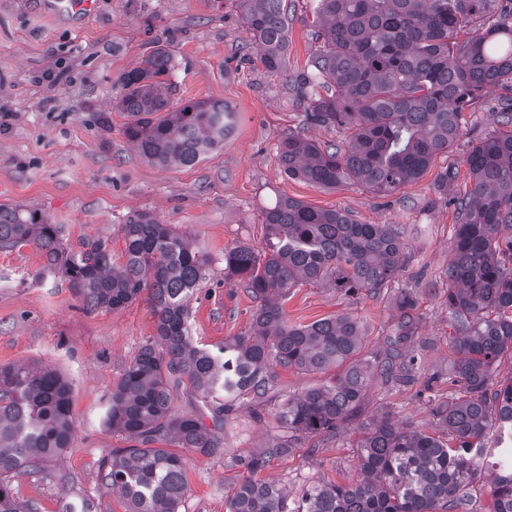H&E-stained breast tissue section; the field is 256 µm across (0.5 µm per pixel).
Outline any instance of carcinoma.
Segmentation results:
<instances>
[{
	"label": "carcinoma",
	"instance_id": "carcinoma-1",
	"mask_svg": "<svg viewBox=\"0 0 512 512\" xmlns=\"http://www.w3.org/2000/svg\"><path fill=\"white\" fill-rule=\"evenodd\" d=\"M250 42L269 69L285 66L287 0H236ZM319 41L297 95L304 124L349 134L322 146L291 132L276 147L283 172L311 184L360 185L378 194L418 179L434 157L464 132V113L492 87L512 88V0H316ZM172 58L163 48L120 78L113 108L126 113L123 133L159 168L191 166L234 131L236 112L222 101H176ZM465 162L471 190L457 199L459 224L448 264V317L458 358L450 374L463 388L438 411L443 434L399 427L390 415L361 428L356 441L361 479L312 485L291 509L287 496L255 478L288 441L265 457L243 462L248 476L227 497L228 512H456L487 458L495 431L512 441V378L492 376L512 352V99ZM266 246L236 243L224 250V278L237 280L258 302L251 331L213 353L194 343L189 301L205 276L207 255L149 213L122 226L124 252L116 262L107 238L69 250L60 228L0 204V249L32 245L84 297L89 309H118L148 291L155 340L148 341L113 388L106 422L136 442L102 462L99 480L122 491L129 512H178L186 492L185 463L153 448L174 441L204 456L222 447L234 411L265 397L273 366L304 372L337 369L332 380L278 406L291 436L333 435L355 419L372 377L407 385L420 366L406 344L417 332L413 290L398 295L401 311L387 347L357 358L363 323L351 315L308 325L288 323L290 291L331 282L345 295L377 293L407 265L405 227L369 224L338 210L283 198L263 211ZM188 385L212 412L213 427L195 415H176L170 387ZM72 387L57 371L20 363L0 367V512H38L11 494L17 473H41L45 462L72 446ZM455 445H450V442ZM489 512H512V448L499 449Z\"/></svg>",
	"mask_w": 512,
	"mask_h": 512
}]
</instances>
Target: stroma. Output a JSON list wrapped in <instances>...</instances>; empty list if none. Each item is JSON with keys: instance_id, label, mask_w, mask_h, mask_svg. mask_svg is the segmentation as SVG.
Returning a JSON list of instances; mask_svg holds the SVG:
<instances>
[{"instance_id": "35a3bbf8", "label": "stroma", "mask_w": 512, "mask_h": 512, "mask_svg": "<svg viewBox=\"0 0 512 512\" xmlns=\"http://www.w3.org/2000/svg\"><path fill=\"white\" fill-rule=\"evenodd\" d=\"M313 0H288L286 67L260 62L234 0H99L84 21L46 14L44 0H0V203L35 211L61 228L64 244L109 239L120 256L121 228L140 212L153 215L196 242L211 257L190 300L191 331L209 349L247 335L255 300L224 278V249L238 242L264 247L262 213L288 197L336 209L372 224H404L411 258L397 286L352 299L332 285L293 289L285 303L289 323L351 314L366 329L363 355L381 350L400 316L395 297L412 289L420 318L411 344L425 373H440L431 390L373 383L362 412L331 437L295 442L291 454L268 461L261 479L296 498L304 487L346 484L358 476L355 441L362 424L391 414L399 424L440 431L438 407L458 396L446 374L453 361L448 324V264L456 200L473 180L465 158L498 127L500 102L512 91L489 89L466 113L463 136L438 154L427 171L383 195L344 185L323 188L283 173L276 146L303 131L325 144L344 138L338 128H302L295 89L316 47ZM172 55L171 79L179 100L221 99L237 114L231 139L191 167L149 164L125 138L124 113L113 110L119 79L155 48ZM453 172L442 184L444 172ZM33 246L0 250V366L24 362L60 371L73 384L75 436L41 475L12 479L14 497L59 512L62 499H93L96 512H128L120 491L102 486L99 465L131 442L105 422L113 386L155 334L145 298L119 309H87L60 274L45 270ZM264 403L241 408L224 428V450L205 457L183 451L188 491L180 512H227L226 497L246 470L243 460L264 456L287 432L276 418L288 395L327 380L324 372L277 368Z\"/></svg>"}]
</instances>
